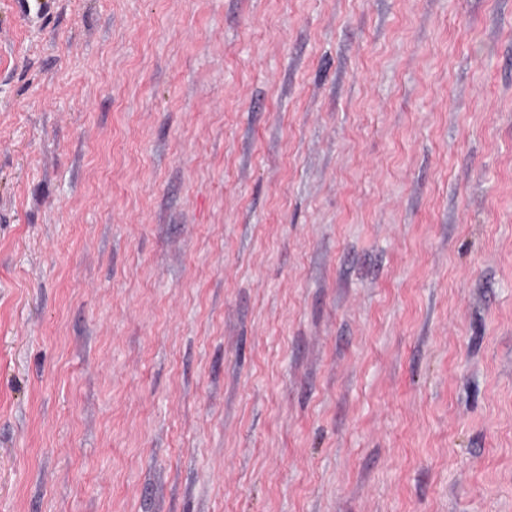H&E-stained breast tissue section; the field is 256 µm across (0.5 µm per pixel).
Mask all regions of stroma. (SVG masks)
I'll return each mask as SVG.
<instances>
[{"mask_svg":"<svg viewBox=\"0 0 512 512\" xmlns=\"http://www.w3.org/2000/svg\"><path fill=\"white\" fill-rule=\"evenodd\" d=\"M0 512H512V0H0Z\"/></svg>","mask_w":512,"mask_h":512,"instance_id":"stroma-1","label":"stroma"}]
</instances>
